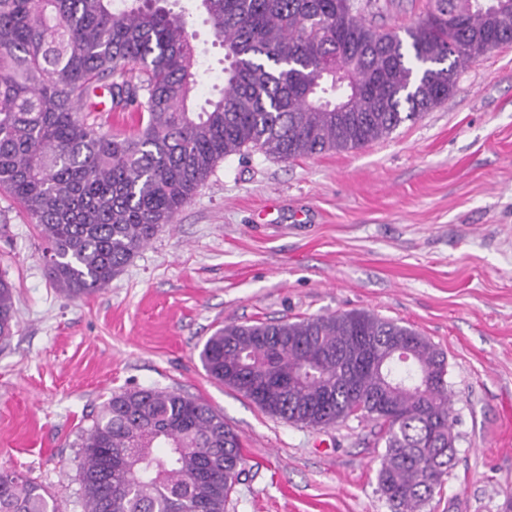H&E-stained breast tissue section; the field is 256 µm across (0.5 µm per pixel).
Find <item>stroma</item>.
<instances>
[{
  "label": "stroma",
  "mask_w": 512,
  "mask_h": 512,
  "mask_svg": "<svg viewBox=\"0 0 512 512\" xmlns=\"http://www.w3.org/2000/svg\"><path fill=\"white\" fill-rule=\"evenodd\" d=\"M427 0H372L381 30ZM194 106L224 86L205 15ZM35 225L0 193V274L15 287L0 341V469L83 512L80 442L113 394L206 401L246 458L225 512H394L377 486L378 424L273 418L199 360L224 324L364 312L409 326L448 366L456 454L421 512H504L512 496V44L474 61L447 100L364 148L285 163L252 150L215 168L110 286L65 299Z\"/></svg>",
  "instance_id": "obj_1"
}]
</instances>
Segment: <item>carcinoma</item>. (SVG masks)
I'll return each mask as SVG.
<instances>
[{
	"mask_svg": "<svg viewBox=\"0 0 512 512\" xmlns=\"http://www.w3.org/2000/svg\"><path fill=\"white\" fill-rule=\"evenodd\" d=\"M0 0V190L44 240L60 293L110 285L225 158L281 161L365 147L448 98L458 72L512 43V0H428L382 32L358 0H200L224 46V88L195 110L199 60L168 0ZM109 115H97L98 91ZM134 112L130 133L112 113ZM0 275V340L14 335ZM369 343L382 372L356 389L336 353ZM411 349L407 363L394 360ZM207 375L285 422L324 428L358 416L384 427L377 483L419 512L455 449L445 354L366 313L227 323L199 353ZM246 460L209 404L173 390L112 395L81 440L85 512H224ZM0 512H58L33 479L0 471Z\"/></svg>",
	"mask_w": 512,
	"mask_h": 512,
	"instance_id": "cac0c4a2",
	"label": "carcinoma"
}]
</instances>
